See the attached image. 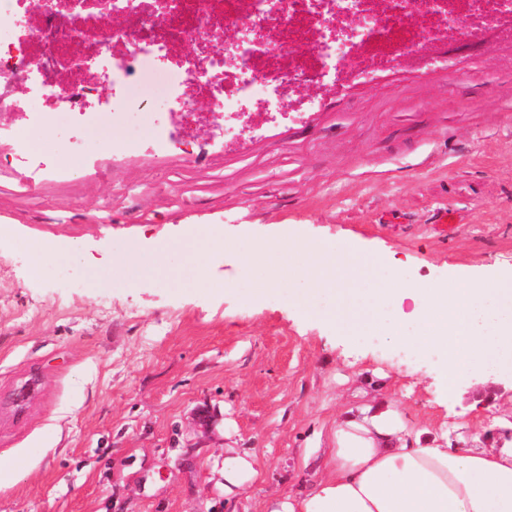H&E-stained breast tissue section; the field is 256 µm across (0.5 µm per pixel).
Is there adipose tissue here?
<instances>
[{"label":"adipose tissue","mask_w":512,"mask_h":512,"mask_svg":"<svg viewBox=\"0 0 512 512\" xmlns=\"http://www.w3.org/2000/svg\"><path fill=\"white\" fill-rule=\"evenodd\" d=\"M409 436L395 402L359 392L327 451L334 469L267 512H512V450H450ZM258 474L254 456L225 449V498Z\"/></svg>","instance_id":"obj_1"}]
</instances>
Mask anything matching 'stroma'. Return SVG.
I'll return each instance as SVG.
<instances>
[{"mask_svg":"<svg viewBox=\"0 0 512 512\" xmlns=\"http://www.w3.org/2000/svg\"><path fill=\"white\" fill-rule=\"evenodd\" d=\"M447 58L199 158L95 154L128 133L100 114L79 146L28 131L49 166L26 170L21 118L0 111V460L18 463L0 512H265L316 477L304 453L333 447L359 389L441 446L512 448L511 373L448 394L439 361L342 335L318 317L334 295L304 315L306 281L267 290L242 262L287 239L390 256L394 278L372 270L366 288L511 269L512 38L478 32ZM188 226L223 247L187 263L173 243ZM134 242L167 277L132 274ZM36 243L71 255L34 265ZM228 448L260 470L230 502Z\"/></svg>","mask_w":512,"mask_h":512,"instance_id":"stroma-1","label":"stroma"}]
</instances>
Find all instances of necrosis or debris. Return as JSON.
<instances>
[{"label": "necrosis or debris", "instance_id": "necrosis-or-debris-1", "mask_svg": "<svg viewBox=\"0 0 512 512\" xmlns=\"http://www.w3.org/2000/svg\"><path fill=\"white\" fill-rule=\"evenodd\" d=\"M509 18L512 0H49L36 13L30 0H0V106L33 124L111 112L131 124L128 151L139 144V85L159 74L167 120L150 126L154 150L182 152L178 130L207 123L229 146L242 130L316 111L311 99L280 110L296 87L358 85ZM56 69L71 72L68 88L52 80ZM18 84L30 102L14 99Z\"/></svg>", "mask_w": 512, "mask_h": 512}]
</instances>
